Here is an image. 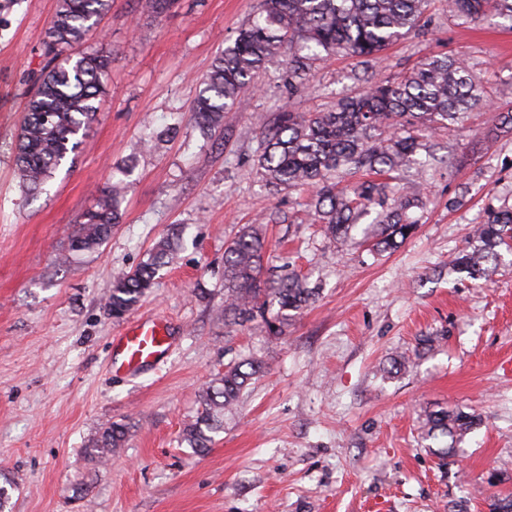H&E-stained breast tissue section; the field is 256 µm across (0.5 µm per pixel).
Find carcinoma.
<instances>
[{
    "mask_svg": "<svg viewBox=\"0 0 512 512\" xmlns=\"http://www.w3.org/2000/svg\"><path fill=\"white\" fill-rule=\"evenodd\" d=\"M430 0H260L259 10L241 25L232 45L199 83L190 112L195 127L208 133L224 124V112L255 86L257 73L279 54L291 50L288 85L304 81L315 61L337 53L370 56L417 30ZM112 10V0H58L45 32L46 65L26 102L14 163L29 191L43 188L69 155L81 145L80 132L96 117L109 74L112 54L84 49L99 18ZM448 12L476 21L494 16L512 24V0H448ZM486 101V90L470 66L459 59L432 55L400 79H378L363 93L340 99L328 112L276 114L262 132L256 173L267 186L311 187L308 203L317 221L334 239L357 230L358 210L378 207L380 227L371 250L383 251L406 240L417 228L411 209L422 205L416 193L391 195L380 180L350 183L365 169L376 175L397 172L422 148L424 136L447 128ZM123 181L97 190L96 204L85 210L70 233L68 262L98 249L120 222ZM181 229L174 227L146 253V259L112 282L105 309L119 321L149 295L161 268L177 250ZM470 253L457 264L470 277L486 276L499 249L512 251V208L486 207L485 220L473 234ZM265 237L256 224H245L224 249L226 325L243 327L260 317L279 335L290 313L311 304L317 295L290 272L276 280L263 278ZM246 358L228 365L224 375L201 391V410L182 431V441L207 450L224 427V411L260 372ZM477 425V416L442 408L427 414L424 438L438 443L430 451L444 461ZM128 425L114 422L89 449L101 462L123 447Z\"/></svg>",
    "mask_w": 512,
    "mask_h": 512,
    "instance_id": "carcinoma-1",
    "label": "carcinoma"
}]
</instances>
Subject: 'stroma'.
<instances>
[{
    "label": "stroma",
    "instance_id": "stroma-1",
    "mask_svg": "<svg viewBox=\"0 0 512 512\" xmlns=\"http://www.w3.org/2000/svg\"><path fill=\"white\" fill-rule=\"evenodd\" d=\"M257 4L174 0L159 16L150 0H114L87 43L112 55L100 111L42 192L23 188L14 157L57 0L0 12V472L15 483L11 512H489L490 497L512 494V263L478 280L454 268L486 204L512 207V28L433 0L421 30L374 56L316 62L296 89L280 54L203 137L189 121L197 83ZM433 54L465 59L490 99L430 134L425 175L397 172L395 186L425 202L400 247L330 240L310 190L258 181L260 133L277 112L328 111ZM130 160L110 239L59 262L95 189ZM174 224L186 227L178 251L129 314L167 320L170 353L114 376L112 281ZM244 224L264 225L268 268L320 286L279 336L259 319L216 318L224 248ZM248 357L263 369L208 452L181 443L199 389ZM440 407L478 417L443 464L421 432ZM115 422L130 425L124 448L93 464L92 440Z\"/></svg>",
    "mask_w": 512,
    "mask_h": 512
}]
</instances>
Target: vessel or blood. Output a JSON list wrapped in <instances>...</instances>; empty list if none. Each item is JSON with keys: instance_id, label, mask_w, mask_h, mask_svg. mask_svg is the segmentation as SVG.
<instances>
[{"instance_id": "1", "label": "vessel or blood", "mask_w": 512, "mask_h": 512, "mask_svg": "<svg viewBox=\"0 0 512 512\" xmlns=\"http://www.w3.org/2000/svg\"><path fill=\"white\" fill-rule=\"evenodd\" d=\"M171 344V329L166 321L138 318L113 336L109 350L111 369L129 374L153 367L166 358Z\"/></svg>"}]
</instances>
